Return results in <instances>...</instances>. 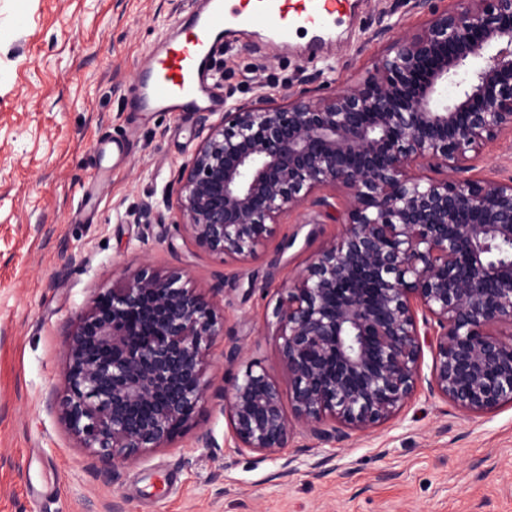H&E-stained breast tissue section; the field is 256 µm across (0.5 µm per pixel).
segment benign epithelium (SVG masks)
Returning a JSON list of instances; mask_svg holds the SVG:
<instances>
[{"label": "benign epithelium", "instance_id": "7a95c632", "mask_svg": "<svg viewBox=\"0 0 512 512\" xmlns=\"http://www.w3.org/2000/svg\"><path fill=\"white\" fill-rule=\"evenodd\" d=\"M442 2L416 0L422 28L358 82L201 123L176 220L141 206L157 238L173 229L248 261L284 214L311 197L331 206L317 191L345 195L344 233L277 310L290 411L255 363L221 395L239 452L285 448L297 426L329 440L391 419L416 394L425 346L430 390L472 415L512 406V176H467L469 153L512 136V0ZM120 277L68 335L58 402L82 446L115 464L182 434L208 397L205 353L224 337L185 271L143 263Z\"/></svg>", "mask_w": 512, "mask_h": 512}]
</instances>
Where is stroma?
<instances>
[{"label": "stroma", "mask_w": 512, "mask_h": 512, "mask_svg": "<svg viewBox=\"0 0 512 512\" xmlns=\"http://www.w3.org/2000/svg\"><path fill=\"white\" fill-rule=\"evenodd\" d=\"M198 0H0V512H512V406L473 416L432 393L424 352L416 395L394 419L321 443L297 429L287 448L237 453L219 394L260 363L287 387L278 353L281 290L340 236L318 207L283 216L258 259L223 261L180 235L158 241L136 209L175 202L201 120L222 113L134 112L142 61ZM426 20L415 0H355L323 53L282 44L267 23L228 37L213 89L227 105L339 90ZM470 177L512 175V139L488 145ZM291 246H284V238ZM186 270L226 282L225 335L206 355L210 395L170 445L119 467L82 447L62 419L64 342L118 269ZM258 289H251V282ZM236 344L234 364L221 353ZM211 430L218 449L199 447ZM298 454L295 471L283 464ZM332 455L330 474L313 464Z\"/></svg>", "instance_id": "stroma-1"}]
</instances>
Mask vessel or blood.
<instances>
[{
    "label": "vessel or blood",
    "instance_id": "obj_1",
    "mask_svg": "<svg viewBox=\"0 0 512 512\" xmlns=\"http://www.w3.org/2000/svg\"><path fill=\"white\" fill-rule=\"evenodd\" d=\"M350 8V0H202L191 29L141 68L131 101L140 112H191L202 101L208 102L210 111H220L221 102L209 96V76L213 50L225 32H243L265 20L286 40L299 32L324 30Z\"/></svg>",
    "mask_w": 512,
    "mask_h": 512
}]
</instances>
